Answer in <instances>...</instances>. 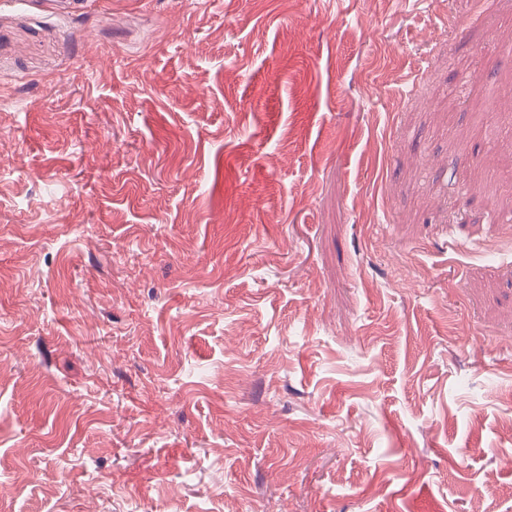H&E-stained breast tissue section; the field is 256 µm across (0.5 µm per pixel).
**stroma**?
<instances>
[{
	"label": "stroma",
	"instance_id": "stroma-1",
	"mask_svg": "<svg viewBox=\"0 0 512 512\" xmlns=\"http://www.w3.org/2000/svg\"><path fill=\"white\" fill-rule=\"evenodd\" d=\"M1 484L512 512V0H0Z\"/></svg>",
	"mask_w": 512,
	"mask_h": 512
}]
</instances>
